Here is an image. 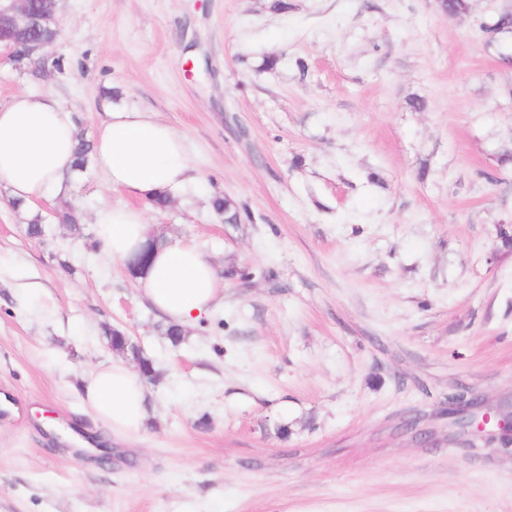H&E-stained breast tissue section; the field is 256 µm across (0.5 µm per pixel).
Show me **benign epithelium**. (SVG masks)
I'll return each instance as SVG.
<instances>
[{"label":"benign epithelium","mask_w":512,"mask_h":512,"mask_svg":"<svg viewBox=\"0 0 512 512\" xmlns=\"http://www.w3.org/2000/svg\"><path fill=\"white\" fill-rule=\"evenodd\" d=\"M58 36V15L44 18L28 7V0H0V50L7 51L9 58L22 52L41 59ZM470 396L471 392L465 391L461 401L448 405L449 423L456 433L506 436L512 441V411L502 412L486 404L474 412L468 406Z\"/></svg>","instance_id":"benign-epithelium-1"}]
</instances>
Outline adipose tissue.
Wrapping results in <instances>:
<instances>
[{
    "label": "adipose tissue",
    "mask_w": 512,
    "mask_h": 512,
    "mask_svg": "<svg viewBox=\"0 0 512 512\" xmlns=\"http://www.w3.org/2000/svg\"><path fill=\"white\" fill-rule=\"evenodd\" d=\"M74 111L51 91H20L0 101V188L31 207L71 191L75 157ZM93 161L113 189L150 198L176 194L194 170L184 138L150 112L108 111L94 143ZM97 235L117 262L150 242L146 218L124 204L101 207ZM140 295L170 322L186 327L224 296L215 265L190 244H156L136 277ZM95 416L113 433L137 430L147 415L142 378L120 363L93 372L83 387Z\"/></svg>",
    "instance_id": "obj_1"
}]
</instances>
